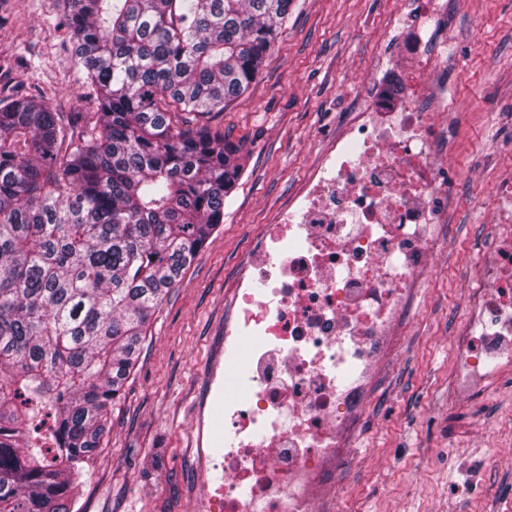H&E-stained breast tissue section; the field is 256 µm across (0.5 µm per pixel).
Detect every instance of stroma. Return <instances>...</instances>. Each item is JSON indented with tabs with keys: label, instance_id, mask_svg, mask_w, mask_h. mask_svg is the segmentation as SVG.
I'll use <instances>...</instances> for the list:
<instances>
[{
	"label": "stroma",
	"instance_id": "35a3bbf8",
	"mask_svg": "<svg viewBox=\"0 0 512 512\" xmlns=\"http://www.w3.org/2000/svg\"><path fill=\"white\" fill-rule=\"evenodd\" d=\"M426 50L448 78L456 228L426 278L416 314L385 366L336 483L338 512H502L512 506V374L485 400L450 391L463 286L495 200L512 175V0H446ZM64 0H0V92L38 97L65 116L93 103L75 83ZM423 0H294L272 57L209 124L242 148L224 222L153 315L138 364L86 468L79 512H195L222 470L188 441L224 301L251 244L273 223L380 79L405 66L400 46ZM498 461L484 469L488 454Z\"/></svg>",
	"mask_w": 512,
	"mask_h": 512
}]
</instances>
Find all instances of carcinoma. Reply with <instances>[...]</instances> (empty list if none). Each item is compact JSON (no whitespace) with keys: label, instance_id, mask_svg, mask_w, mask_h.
<instances>
[{"label":"carcinoma","instance_id":"carcinoma-1","mask_svg":"<svg viewBox=\"0 0 512 512\" xmlns=\"http://www.w3.org/2000/svg\"><path fill=\"white\" fill-rule=\"evenodd\" d=\"M94 113L0 96V512H74L151 317L224 223L213 129L293 0H67Z\"/></svg>","mask_w":512,"mask_h":512}]
</instances>
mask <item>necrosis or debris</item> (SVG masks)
Masks as SVG:
<instances>
[{
    "label": "necrosis or debris",
    "instance_id": "obj_1",
    "mask_svg": "<svg viewBox=\"0 0 512 512\" xmlns=\"http://www.w3.org/2000/svg\"><path fill=\"white\" fill-rule=\"evenodd\" d=\"M420 33L399 90L352 111L342 132L264 225L235 280L224 322V472L198 512H334L336 472L370 384L412 315L451 202L440 175L448 100ZM473 258L453 397L469 402L512 370V177L500 180Z\"/></svg>",
    "mask_w": 512,
    "mask_h": 512
}]
</instances>
